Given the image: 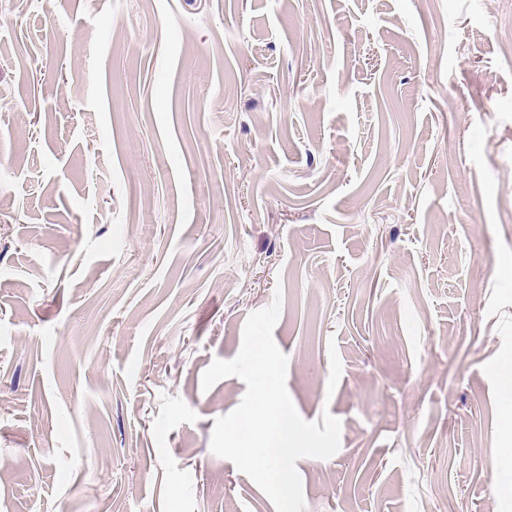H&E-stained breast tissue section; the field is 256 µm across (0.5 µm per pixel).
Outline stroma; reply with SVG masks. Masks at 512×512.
Segmentation results:
<instances>
[{"mask_svg": "<svg viewBox=\"0 0 512 512\" xmlns=\"http://www.w3.org/2000/svg\"><path fill=\"white\" fill-rule=\"evenodd\" d=\"M512 0H0V512H275L210 449L247 316L304 512H512Z\"/></svg>", "mask_w": 512, "mask_h": 512, "instance_id": "stroma-1", "label": "stroma"}]
</instances>
